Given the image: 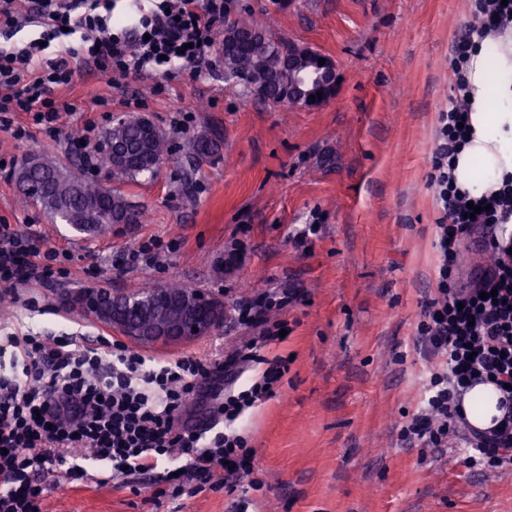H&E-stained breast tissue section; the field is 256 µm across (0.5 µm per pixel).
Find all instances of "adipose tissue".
<instances>
[{"label":"adipose tissue","instance_id":"adipose-tissue-1","mask_svg":"<svg viewBox=\"0 0 512 512\" xmlns=\"http://www.w3.org/2000/svg\"><path fill=\"white\" fill-rule=\"evenodd\" d=\"M471 98V141L456 160L457 185L474 199L501 187L512 178V31L479 42L465 66ZM499 391L480 384L465 396L470 424L490 427L500 417Z\"/></svg>","mask_w":512,"mask_h":512}]
</instances>
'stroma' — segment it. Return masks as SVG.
Wrapping results in <instances>:
<instances>
[{
  "label": "stroma",
  "mask_w": 512,
  "mask_h": 512,
  "mask_svg": "<svg viewBox=\"0 0 512 512\" xmlns=\"http://www.w3.org/2000/svg\"><path fill=\"white\" fill-rule=\"evenodd\" d=\"M245 4L276 36L330 58L336 95L314 109L273 107L220 67L168 88L157 76L106 79L83 69L68 92L77 109L63 114L58 137L35 124L21 140L0 132V223L65 255L58 281L0 285V332L112 336L60 303L65 288L177 280L227 308L270 288L300 289L282 315L286 337L263 351L287 358L288 372L242 423L262 487L230 494L219 480L174 500L152 473L97 484L104 466L90 461L84 481L41 475L42 512H512V467L476 471L462 449L424 454L398 437L401 412L418 405L428 371L413 336L439 264L429 173L453 89V47L475 22L471 0H288L283 11L269 0ZM101 96L107 108L94 107ZM183 111L193 115L184 130L176 124ZM129 114L148 117L176 145L156 175L125 187L144 223L84 238L17 204L12 173L28 154L82 172L71 131L90 122L100 134ZM201 134L220 141L198 167L181 145ZM316 216L319 236L309 249L295 247L291 235ZM151 237L173 245L158 266L119 272L123 254ZM250 336L226 317L194 341L143 354L221 359Z\"/></svg>",
  "instance_id": "stroma-1"
}]
</instances>
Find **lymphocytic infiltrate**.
Instances as JSON below:
<instances>
[{
	"mask_svg": "<svg viewBox=\"0 0 512 512\" xmlns=\"http://www.w3.org/2000/svg\"><path fill=\"white\" fill-rule=\"evenodd\" d=\"M126 26L113 0H0V29L35 27V35L0 43V131L25 138L16 113L58 134L63 113L76 111L66 97L77 73L91 67L124 77L163 75L181 83L213 69L216 34L226 20V0H154ZM478 22L457 42L460 67L475 38L512 22V0H477ZM469 105L462 96L440 116L439 144L430 181L445 219L436 230L440 263L433 294L421 303L414 347L430 369L415 410L404 412L401 442L442 452L449 437L466 446L476 469L512 464V238L499 231L512 220V183L478 199L481 213L467 218L468 195L456 182L455 159L469 142L462 125ZM481 233L491 265L472 284L456 270L465 241ZM56 249H41L14 224H0V284L11 287L60 275ZM296 288H272L237 301L232 320L252 329L246 348L217 362L186 355L173 361L144 357L127 345L98 337L77 345L70 336H0V512H41V474L88 478L84 463L111 468L112 480L178 463L182 477L209 482L216 471L240 479L252 472L253 450L239 423L250 409L274 397L288 370L284 358L262 350L285 329L278 313L296 302ZM224 381V398L205 426L186 416L199 383ZM502 392L504 414L494 427L472 428L462 402L474 386Z\"/></svg>",
	"mask_w": 512,
	"mask_h": 512,
	"instance_id": "obj_1",
	"label": "lymphocytic infiltrate"
}]
</instances>
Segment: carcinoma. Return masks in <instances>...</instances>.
Segmentation results:
<instances>
[{"instance_id": "carcinoma-1", "label": "carcinoma", "mask_w": 512, "mask_h": 512, "mask_svg": "<svg viewBox=\"0 0 512 512\" xmlns=\"http://www.w3.org/2000/svg\"><path fill=\"white\" fill-rule=\"evenodd\" d=\"M221 51L224 77L256 88L261 99L273 106L293 104L295 73L320 69V54L273 37L250 11L224 31ZM172 146L169 137L151 135L136 118H119L96 145L112 185L91 181L47 153H32L22 160L16 174L19 199L25 206H40L53 221L87 235L104 233L116 222L140 224L144 211L129 202L122 186L140 175L155 173ZM185 147L199 166L209 163L218 152L217 141L206 135L186 139ZM113 148H131L133 152L111 155Z\"/></svg>"}]
</instances>
